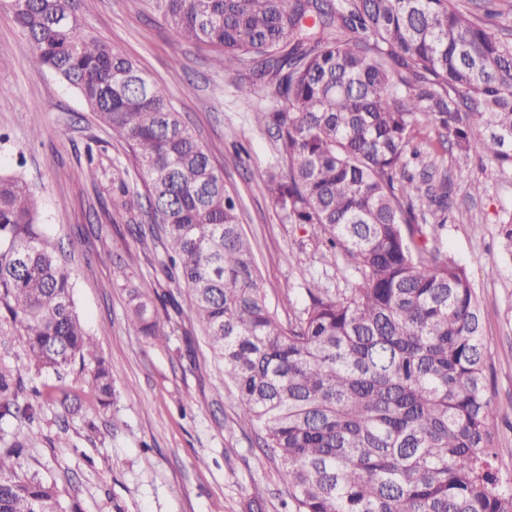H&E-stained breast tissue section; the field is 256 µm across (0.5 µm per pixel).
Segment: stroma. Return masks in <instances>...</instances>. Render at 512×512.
Listing matches in <instances>:
<instances>
[{
  "label": "stroma",
  "instance_id": "35a3bbf8",
  "mask_svg": "<svg viewBox=\"0 0 512 512\" xmlns=\"http://www.w3.org/2000/svg\"><path fill=\"white\" fill-rule=\"evenodd\" d=\"M85 30L130 56L164 85L240 198L241 223L250 239L271 308L280 320L309 302L320 282L332 291L351 287L346 257L322 262L325 234L316 226L282 223L262 174L275 161L272 139L255 124V104L240 97L243 71L224 73L208 49L178 38L146 0H76ZM31 45L11 15L0 10V171L19 173L40 201L44 234L61 243L73 271V297L112 370L115 402L100 409L89 368L69 371L65 385L83 401L78 415L60 422L46 407L33 422L0 421V446L31 436L25 464L54 479L82 512H288L280 467L259 447L256 429L240 417L229 392H216L219 367L205 343L195 360L182 358L184 315H172L170 341L150 344L129 320L128 294L116 280L124 266L134 281L164 294L160 251L142 245L125 223H113L103 202L119 193L127 174L134 222L145 221L147 186L134 173L129 147L96 125L75 89L30 63ZM94 163L95 179L81 177ZM473 182L456 184L454 208L438 247L467 271L480 304L488 345V388L498 408L496 451L512 468V255L502 222L512 219V174H501L482 150L467 161ZM110 262L97 259L100 252Z\"/></svg>",
  "mask_w": 512,
  "mask_h": 512
}]
</instances>
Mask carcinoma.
Masks as SVG:
<instances>
[{"mask_svg": "<svg viewBox=\"0 0 512 512\" xmlns=\"http://www.w3.org/2000/svg\"><path fill=\"white\" fill-rule=\"evenodd\" d=\"M458 0H148L217 68L249 72L256 123L275 143L264 172L287 224L327 234L323 259L348 256L339 295L314 284L283 323L271 311L238 196L165 89L84 30L74 0H0L33 48L32 63L76 89L148 181L163 275L183 292L221 366L220 386L279 460L294 512H512L494 467L498 410L487 396L488 350L466 269L422 229L448 223L452 181L423 127L466 157L479 146L512 172V38L493 8ZM112 221L128 211L126 185ZM39 201L0 173V321L24 344L13 379L0 373V420H37L51 404L81 410L66 386L26 387L94 362L102 408L115 387L76 309L71 272L38 227ZM130 322L169 340L147 285L126 279ZM27 447L0 448V512H80L57 484L23 469Z\"/></svg>", "mask_w": 512, "mask_h": 512, "instance_id": "carcinoma-1", "label": "carcinoma"}]
</instances>
